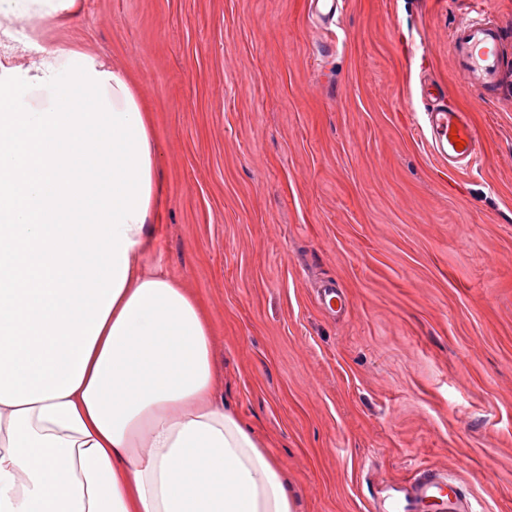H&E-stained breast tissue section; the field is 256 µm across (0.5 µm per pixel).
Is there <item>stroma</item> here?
<instances>
[{
  "instance_id": "1",
  "label": "stroma",
  "mask_w": 512,
  "mask_h": 512,
  "mask_svg": "<svg viewBox=\"0 0 512 512\" xmlns=\"http://www.w3.org/2000/svg\"><path fill=\"white\" fill-rule=\"evenodd\" d=\"M26 28L105 57L150 114L161 187L144 261L205 301L216 391L300 512H371L444 469L512 512V81L476 92L450 36L470 0H81ZM482 159L436 160L425 82ZM335 281L345 315L315 291Z\"/></svg>"
}]
</instances>
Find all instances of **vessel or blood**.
I'll return each instance as SVG.
<instances>
[{
    "mask_svg": "<svg viewBox=\"0 0 512 512\" xmlns=\"http://www.w3.org/2000/svg\"><path fill=\"white\" fill-rule=\"evenodd\" d=\"M502 30L492 21L462 18L451 34V48L464 80L481 90L501 84L506 73L501 65ZM429 102L427 116L431 146L449 168L462 169L476 163L480 155L479 136L464 112L449 103L446 90L430 84L424 91ZM394 497L377 492L372 496L376 512H417L430 502L437 512H469L468 498L459 482L445 472L419 471L415 477L394 485Z\"/></svg>",
    "mask_w": 512,
    "mask_h": 512,
    "instance_id": "b4317fda",
    "label": "vessel or blood"
}]
</instances>
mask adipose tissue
Instances as JSON below:
<instances>
[{"label": "adipose tissue", "mask_w": 512, "mask_h": 512, "mask_svg": "<svg viewBox=\"0 0 512 512\" xmlns=\"http://www.w3.org/2000/svg\"><path fill=\"white\" fill-rule=\"evenodd\" d=\"M77 0H0V512H298L220 401L200 296L145 268L148 115L93 53L21 26Z\"/></svg>", "instance_id": "ef3b65f1"}]
</instances>
